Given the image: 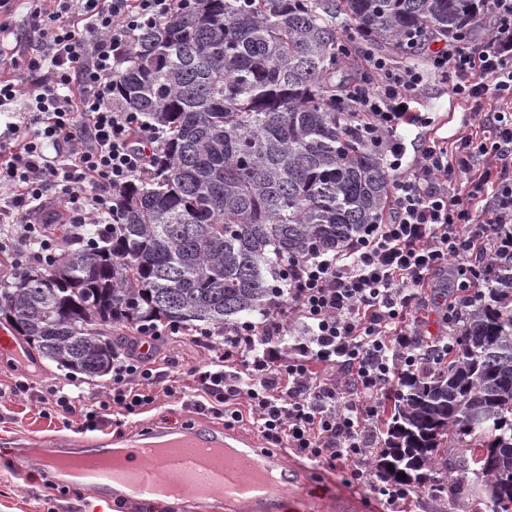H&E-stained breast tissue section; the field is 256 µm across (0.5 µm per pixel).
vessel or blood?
Masks as SVG:
<instances>
[{
  "instance_id": "obj_1",
  "label": "vessel or blood",
  "mask_w": 512,
  "mask_h": 512,
  "mask_svg": "<svg viewBox=\"0 0 512 512\" xmlns=\"http://www.w3.org/2000/svg\"><path fill=\"white\" fill-rule=\"evenodd\" d=\"M172 441L180 442L184 449L166 460L143 452L147 445ZM236 445L259 466L275 473L276 484L243 483L236 469L204 464L199 454L203 448ZM116 448L127 451V466L121 476L105 464ZM32 465L52 470L60 484L84 489L91 512H107L118 499L133 504L161 498L163 487L173 482L180 485L182 498L190 501L196 512H213L219 503L225 512H280L284 493L300 496L305 490L304 482L286 460L262 455L253 442H238L235 435L207 424L186 429L163 427L121 439L81 436L62 445L53 442L24 450L21 468Z\"/></svg>"
}]
</instances>
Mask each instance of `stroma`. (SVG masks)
Listing matches in <instances>:
<instances>
[{"instance_id":"35a3bbf8","label":"stroma","mask_w":512,"mask_h":512,"mask_svg":"<svg viewBox=\"0 0 512 512\" xmlns=\"http://www.w3.org/2000/svg\"><path fill=\"white\" fill-rule=\"evenodd\" d=\"M26 5H19L13 17L18 30L19 42L13 55L0 60V80L19 84L27 82V65L32 49L38 44L41 32L27 17ZM422 111L432 113L435 121L428 127L409 126L400 130L398 140L404 143V163H411L418 149L430 141L451 145L456 136L477 127L479 118L471 106L457 99L447 84L426 79L419 94ZM421 308L413 321L420 340L435 342L455 335V325L447 323L443 314L448 298L443 295L437 281H430L419 291ZM216 339L212 336H165L159 346L172 359L166 367L165 384L181 381L188 367L197 365L207 355ZM14 358L0 352V512H88L84 490L66 485L46 488V480L52 472L37 469L26 477H19L18 447L20 443L36 440H52L58 443L79 436L77 426L67 425L63 417H46L39 396L45 389L58 382L72 381L85 396L95 397L112 384L111 376L90 378L84 375L69 376L67 370L43 357H36L34 365L24 367L23 374L29 389L26 393H10L11 382L16 374ZM207 423L222 426V419L198 409L193 397L168 399L148 412L123 420L121 425L102 427L101 436L112 438L154 428L193 426ZM288 461L298 469L307 483L303 496L291 497L284 504V512H336L347 501H357L359 512H387L388 507L369 488L348 486L339 470L329 469L307 458L286 450ZM407 512H489L485 502L472 497L459 499L450 493H438L429 487L416 489L406 504Z\"/></svg>"}]
</instances>
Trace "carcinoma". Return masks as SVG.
Wrapping results in <instances>:
<instances>
[{
    "label": "carcinoma",
    "mask_w": 512,
    "mask_h": 512,
    "mask_svg": "<svg viewBox=\"0 0 512 512\" xmlns=\"http://www.w3.org/2000/svg\"><path fill=\"white\" fill-rule=\"evenodd\" d=\"M485 0H181L139 32L112 93L159 130L152 171L121 191L112 235L0 286V315L72 374L104 377L112 325L214 336L284 287L287 261L334 253L384 221L390 178L341 107L336 73L362 50L454 36ZM454 344L423 349L395 388L376 468L421 485L457 474L512 512V230ZM394 470H389V467ZM406 478H401L400 474Z\"/></svg>",
    "instance_id": "obj_1"
}]
</instances>
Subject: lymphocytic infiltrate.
<instances>
[{
    "instance_id": "lymphocytic-infiltrate-1",
    "label": "lymphocytic infiltrate",
    "mask_w": 512,
    "mask_h": 512,
    "mask_svg": "<svg viewBox=\"0 0 512 512\" xmlns=\"http://www.w3.org/2000/svg\"><path fill=\"white\" fill-rule=\"evenodd\" d=\"M178 2L27 0L31 20L45 31L26 91L36 124L13 122L0 136V186L19 204L55 197L66 221L58 231L11 225L0 238V256H13L21 245L29 263L48 266L58 258L61 235L82 238L90 224L111 233L115 192L149 169L158 141L136 113L113 105L112 75L138 32ZM487 14L481 37L474 34L483 22L477 18L462 37L437 48L421 50L409 37L410 50L423 51L424 66L366 56L367 70L382 80L358 86L342 104L366 138L388 145L397 176L386 222L342 251L297 261L266 319L225 330L223 342L187 373L194 396L225 426L251 416L270 447L341 469L347 484L370 486L395 510L410 491L367 466L365 450L399 375L417 366L408 323L417 290L444 269L457 290H469L494 262L501 227H512V0H489ZM429 74L483 119L453 148L422 145L406 166L394 135L429 124L415 105ZM49 144L64 152L65 164L47 159ZM291 319L302 321L307 334L284 355L274 342ZM164 332L153 323L137 328L112 363L105 397L89 399L57 383L40 403L96 431L111 409L138 415L160 396H173V388L160 384L170 362L156 345ZM335 368L348 372V385L321 377V370Z\"/></svg>"
}]
</instances>
